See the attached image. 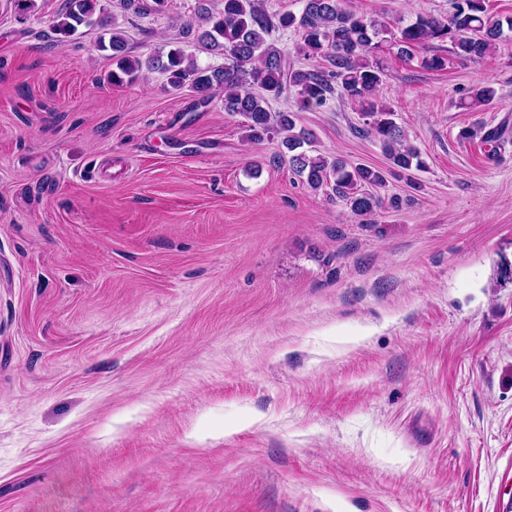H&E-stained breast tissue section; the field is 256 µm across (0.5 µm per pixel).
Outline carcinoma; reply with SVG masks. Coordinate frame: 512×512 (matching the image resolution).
<instances>
[{
	"label": "carcinoma",
	"mask_w": 512,
	"mask_h": 512,
	"mask_svg": "<svg viewBox=\"0 0 512 512\" xmlns=\"http://www.w3.org/2000/svg\"><path fill=\"white\" fill-rule=\"evenodd\" d=\"M81 26L105 29L110 21L96 14V0H64L53 21L54 33L70 38ZM280 29L299 31V53L321 58L324 66L294 67L288 55L268 41L272 31ZM506 30L512 32V18L503 22L491 17L488 0H452L448 20L420 15L399 30L391 45L398 55L407 57L421 44L447 39L455 58L472 60L492 53ZM387 33L384 23L343 7L342 0H303L298 15L290 11L271 15L264 0H222V8L215 12L199 5L195 16L183 23V34L200 48L224 56V65L201 68L180 47L144 59L131 56L124 35L114 28L108 43L115 65L112 83L130 84L145 71H158L167 76L174 89L187 87L203 100L223 94L224 111L247 120L248 140L260 142L273 132L283 134L282 146L290 152L289 163L309 188H329L352 213L370 216L382 207L383 200L368 188L384 186V172L368 165L351 166L340 157L330 161L321 154L303 151L307 134L295 131L294 113L273 114L268 100L293 88L297 111L301 112L323 107L336 96L354 99L362 105V133L379 144L392 166L423 169L425 161L420 152L407 142L404 131L392 119L393 112L375 97L384 72L369 57L385 41L383 35ZM494 98L491 85H477L461 100V106H486ZM476 135L494 149L505 143L500 127L464 129L459 138L467 140Z\"/></svg>",
	"instance_id": "cac0c4a2"
}]
</instances>
